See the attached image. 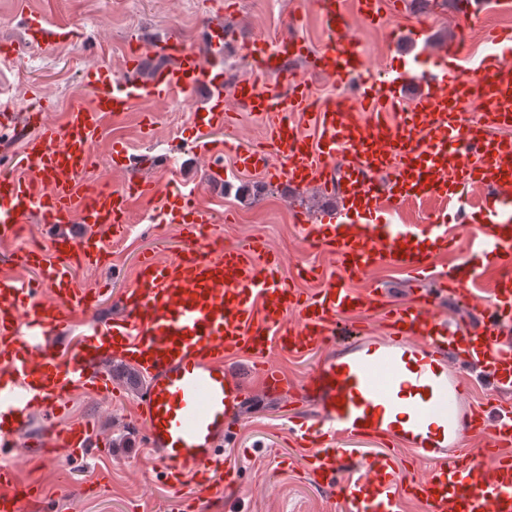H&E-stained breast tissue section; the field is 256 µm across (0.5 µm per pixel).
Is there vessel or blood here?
I'll list each match as a JSON object with an SVG mask.
<instances>
[{"instance_id": "1", "label": "vessel or blood", "mask_w": 512, "mask_h": 512, "mask_svg": "<svg viewBox=\"0 0 512 512\" xmlns=\"http://www.w3.org/2000/svg\"><path fill=\"white\" fill-rule=\"evenodd\" d=\"M326 43L312 50L284 34L264 47L245 42L246 59L261 56L251 75L228 82L220 65L224 26L209 23L208 54L172 37L157 53L170 66L151 80L132 54L124 74L88 70L90 105L73 104L61 123L44 111L0 107V130L32 127L18 153L19 173L0 172V242L19 225L81 222L79 237L50 234L46 244L17 250L16 264L40 280L0 267V512H44L51 492L18 474V454L69 463L96 447L91 421L69 420L71 396L87 390L111 401L108 366H132L143 384L133 413L142 445L173 490L193 483L183 512L224 491L249 494L224 457L244 406L262 393L295 408L288 430L303 451L310 480L348 512H401L402 499L425 512H512V29H494L470 74L458 61L463 40L420 57L418 74L391 67L369 72L351 35L344 0H317ZM31 42L60 37L45 19L27 20ZM312 70L346 90L343 107H315L289 65ZM232 99H225V85ZM411 84L419 92L404 102ZM206 88V106L192 111L189 130L207 171L223 175L234 148L241 170L300 189L319 187L340 198L356 222L295 212L307 244L335 253L343 275L305 296L279 276L282 256L256 238L215 247L207 228L218 218L195 196H180L175 218L183 239L165 262L143 258L132 285L116 299L120 315L95 323L78 339L65 334L77 316L94 312L98 293L81 288L69 265L101 264L107 237H122L135 201L154 195L153 182L129 175L121 189L90 192L86 171L108 120L148 102ZM266 125L268 144L238 148L234 109ZM311 118L305 134L294 115ZM224 137L212 139L215 130ZM482 190L474 225V258L437 271L436 254L457 249L445 214L432 224H396L388 213L413 200L454 199ZM389 267L434 287L396 302L379 290L353 287L367 270ZM453 297L478 311L467 327L440 310ZM359 312L364 321H346ZM327 347L304 382L295 384L272 352L304 357ZM491 378L498 401L473 398L471 370ZM385 445L359 455L356 443Z\"/></svg>"}]
</instances>
